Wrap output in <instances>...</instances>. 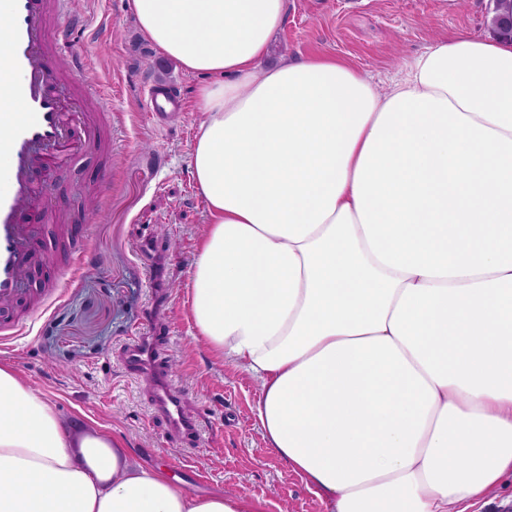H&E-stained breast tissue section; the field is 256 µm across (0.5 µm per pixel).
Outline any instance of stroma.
<instances>
[{
	"label": "stroma",
	"instance_id": "35a3bbf8",
	"mask_svg": "<svg viewBox=\"0 0 512 512\" xmlns=\"http://www.w3.org/2000/svg\"><path fill=\"white\" fill-rule=\"evenodd\" d=\"M58 11H84L82 36L93 61L89 82L112 89V154L88 155L50 171V200L70 215H90V271L64 285L33 329L0 339V363L10 362L35 390L80 420L124 439L143 464L184 477V463L201 467L204 492L244 493L267 512H326L312 489L266 447L255 422L258 383L213 361L194 340L186 283L208 222L190 168L201 112L196 98L205 76L166 60L141 34L130 0H56ZM493 0H287L271 60L334 55L363 68L385 89L400 66L437 39L490 33ZM178 86L184 116L157 127L147 103L156 82ZM112 181L94 195L100 170ZM152 236L151 255L140 251ZM154 327L170 339L157 348L167 362L200 438L169 431L151 406L148 381L122 361L131 331Z\"/></svg>",
	"mask_w": 512,
	"mask_h": 512
}]
</instances>
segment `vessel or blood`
Instances as JSON below:
<instances>
[{"label": "vessel or blood", "instance_id": "1", "mask_svg": "<svg viewBox=\"0 0 512 512\" xmlns=\"http://www.w3.org/2000/svg\"><path fill=\"white\" fill-rule=\"evenodd\" d=\"M50 16L51 0H0V17L9 30L0 78L21 107L0 113V319L22 299L29 302L26 318H35L58 296L62 281L87 273L86 248L71 245L58 280L41 289L31 285L34 269L55 256L52 238L34 221L48 211L49 193L40 176L99 148L112 131L108 97L85 81L91 59L73 38L82 15L75 12L57 23ZM150 102L157 117L181 104L172 86L152 92ZM156 343L152 330L130 337L126 366L154 378L157 410L182 436L193 437L197 423L169 383Z\"/></svg>", "mask_w": 512, "mask_h": 512}]
</instances>
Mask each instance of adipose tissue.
Wrapping results in <instances>:
<instances>
[{
  "label": "adipose tissue",
  "mask_w": 512,
  "mask_h": 512,
  "mask_svg": "<svg viewBox=\"0 0 512 512\" xmlns=\"http://www.w3.org/2000/svg\"><path fill=\"white\" fill-rule=\"evenodd\" d=\"M131 7L211 78L189 311L259 383L267 448L329 512H467L512 476V44L440 39L381 92L339 57L268 62L286 0ZM0 512L266 508L188 493L3 363Z\"/></svg>",
  "instance_id": "adipose-tissue-1"
}]
</instances>
